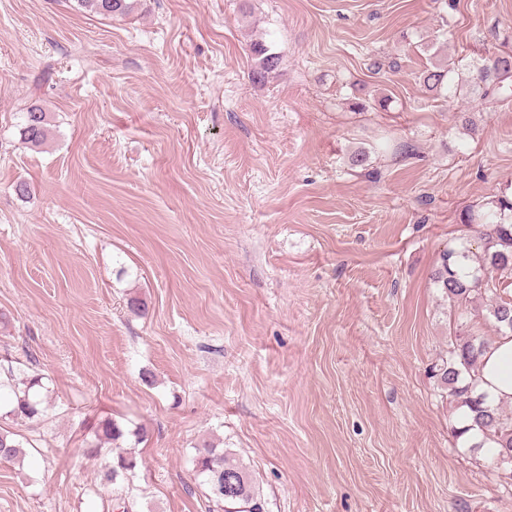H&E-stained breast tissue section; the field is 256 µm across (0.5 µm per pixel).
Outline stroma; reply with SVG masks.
<instances>
[{"label":"stroma","mask_w":512,"mask_h":512,"mask_svg":"<svg viewBox=\"0 0 512 512\" xmlns=\"http://www.w3.org/2000/svg\"><path fill=\"white\" fill-rule=\"evenodd\" d=\"M511 50L512 0H0V367L46 387L0 512H208L206 441L266 512H512L431 375L458 321L491 331L432 272L512 192V90L418 80ZM107 417L147 432L122 498L81 449ZM79 7L105 16L128 15L135 9L136 0H76ZM251 56L254 61L253 80L263 82L279 69L281 56L271 43L256 40L251 44ZM20 135L24 143L32 147L43 145L49 136L48 119L46 112L37 105H33L21 116Z\"/></svg>","instance_id":"1"}]
</instances>
